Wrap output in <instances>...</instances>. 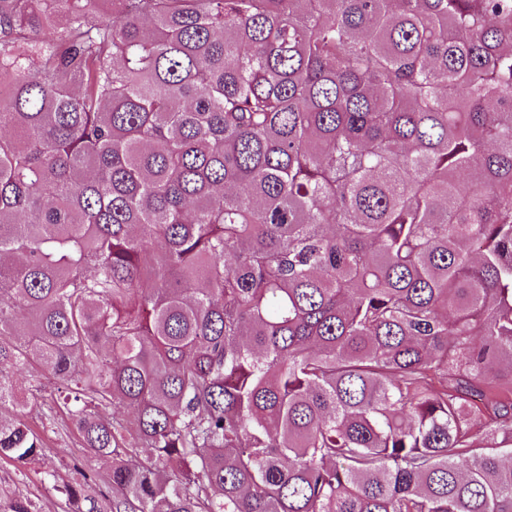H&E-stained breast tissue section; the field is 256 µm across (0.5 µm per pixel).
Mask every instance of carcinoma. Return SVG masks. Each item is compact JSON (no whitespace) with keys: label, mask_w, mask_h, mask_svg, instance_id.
Listing matches in <instances>:
<instances>
[{"label":"carcinoma","mask_w":512,"mask_h":512,"mask_svg":"<svg viewBox=\"0 0 512 512\" xmlns=\"http://www.w3.org/2000/svg\"><path fill=\"white\" fill-rule=\"evenodd\" d=\"M0 78L1 460L35 363L109 512H512V0H0ZM13 383L20 392L27 394L28 390H33L41 396L47 404L56 397L57 382L46 372L22 371L10 374Z\"/></svg>","instance_id":"cac0c4a2"}]
</instances>
